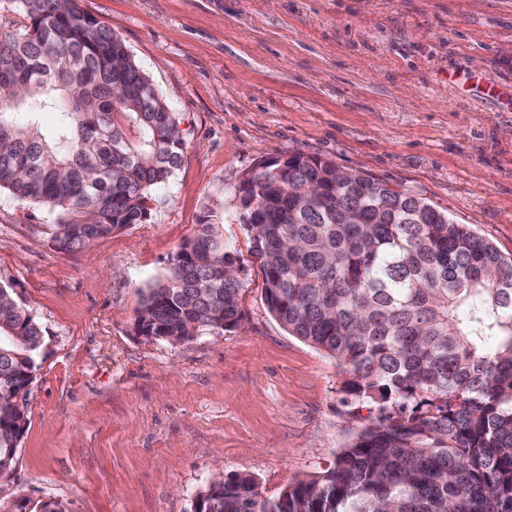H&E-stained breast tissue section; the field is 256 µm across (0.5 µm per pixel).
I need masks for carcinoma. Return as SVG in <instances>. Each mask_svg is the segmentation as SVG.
Returning <instances> with one entry per match:
<instances>
[{
  "mask_svg": "<svg viewBox=\"0 0 512 512\" xmlns=\"http://www.w3.org/2000/svg\"><path fill=\"white\" fill-rule=\"evenodd\" d=\"M20 3V27H0V193L47 208L50 241L73 252L148 223L185 142L110 26L77 0ZM241 205L269 312L377 414L278 498L235 474L194 512H512V258L423 198L318 156L260 163ZM241 272L222 225H199L146 288L137 332L177 345L237 327ZM42 342L0 287L1 474Z\"/></svg>",
  "mask_w": 512,
  "mask_h": 512,
  "instance_id": "carcinoma-1",
  "label": "carcinoma"
}]
</instances>
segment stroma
I'll return each instance as SVG.
<instances>
[{
  "label": "stroma",
  "instance_id": "35a3bbf8",
  "mask_svg": "<svg viewBox=\"0 0 512 512\" xmlns=\"http://www.w3.org/2000/svg\"><path fill=\"white\" fill-rule=\"evenodd\" d=\"M150 76L186 141L148 223L55 249L0 194V286L43 343L0 505L192 512L212 480L275 499L328 467L364 412L269 313L240 219L261 162L295 152L406 189L512 257V0H78ZM235 246L240 327L170 345L135 331L146 284L199 224Z\"/></svg>",
  "mask_w": 512,
  "mask_h": 512
}]
</instances>
